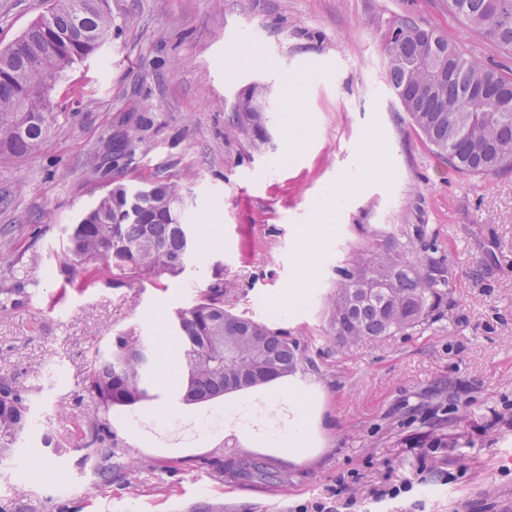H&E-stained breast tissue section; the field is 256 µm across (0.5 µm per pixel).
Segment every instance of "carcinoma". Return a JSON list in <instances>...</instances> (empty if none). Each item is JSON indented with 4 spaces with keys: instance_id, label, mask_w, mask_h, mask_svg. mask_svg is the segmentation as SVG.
I'll use <instances>...</instances> for the list:
<instances>
[{
    "instance_id": "obj_1",
    "label": "carcinoma",
    "mask_w": 512,
    "mask_h": 512,
    "mask_svg": "<svg viewBox=\"0 0 512 512\" xmlns=\"http://www.w3.org/2000/svg\"><path fill=\"white\" fill-rule=\"evenodd\" d=\"M448 10L488 41L512 51V0H448ZM112 28L108 0H52L48 21L38 19L0 50V166L29 155L45 141L54 113L50 91L73 64L96 54ZM387 78L412 125L448 166L469 175L512 167V106L496 96L476 98L481 85L512 95V74L492 70L457 43L411 17L397 21L384 45ZM445 76L431 83L433 70ZM264 112L244 120L234 112L225 130L235 137L269 141ZM183 197L175 182L148 189L116 184L71 225L54 255L65 284L88 288L117 276L128 281L177 277L194 259L195 228L181 220ZM327 300L331 335L358 344L425 326L442 315L453 279L443 260L419 256L391 241L355 251L337 269ZM172 329L183 346L184 401H200L249 387L305 360L299 340L279 328L224 309V289L204 290L174 314ZM148 346L118 339L97 356L87 392L95 407L80 446L82 459L112 480L117 449L107 423L114 406L151 398ZM30 429L29 407L15 381L0 377V460L14 456Z\"/></svg>"
}]
</instances>
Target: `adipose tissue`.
Segmentation results:
<instances>
[{
  "mask_svg": "<svg viewBox=\"0 0 512 512\" xmlns=\"http://www.w3.org/2000/svg\"><path fill=\"white\" fill-rule=\"evenodd\" d=\"M349 183V175H339L313 203L312 224L299 230L294 280L267 299L280 318L302 302L303 287L316 269L315 245L329 234L351 198ZM121 424L136 447L158 448L172 456L187 448L210 447L224 437L255 454L296 464L321 454V434L329 422L318 388L282 374L204 402L136 406L124 413Z\"/></svg>",
  "mask_w": 512,
  "mask_h": 512,
  "instance_id": "ef3b65f1",
  "label": "adipose tissue"
}]
</instances>
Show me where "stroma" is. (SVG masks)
<instances>
[{
	"label": "stroma",
	"mask_w": 512,
	"mask_h": 512,
	"mask_svg": "<svg viewBox=\"0 0 512 512\" xmlns=\"http://www.w3.org/2000/svg\"><path fill=\"white\" fill-rule=\"evenodd\" d=\"M112 30L97 54L52 92L56 118L38 153L0 167V288L34 286L0 310V376L30 408L26 453L0 462V512H294L326 501L340 476L369 500L402 480L411 493L381 512H512V168L468 175L448 167L412 126L387 80L383 54L403 17L445 33L498 70L512 52L463 28L448 0H109ZM49 0H0V48L45 15ZM257 31L264 64L228 72L232 39ZM298 83L309 133L294 153L283 92ZM273 91L272 146L227 135L240 91ZM140 138L105 163L130 129ZM383 175L341 212L302 303L277 318L266 298L288 287L295 237L312 202L360 167L367 137ZM177 181L184 220L218 246L179 277L98 283L64 292L47 275L68 225L108 182L138 189ZM444 257L452 288L441 320L377 341H329L327 296L337 268L373 235ZM222 265L224 306L299 338L303 381L324 393L334 421L325 453L284 465L239 443L169 458L114 438L112 481L72 447L93 403L88 379L116 337L157 346V318L191 306ZM62 442L43 447V436ZM250 462L260 473L232 472Z\"/></svg>",
	"instance_id": "stroma-1"
}]
</instances>
